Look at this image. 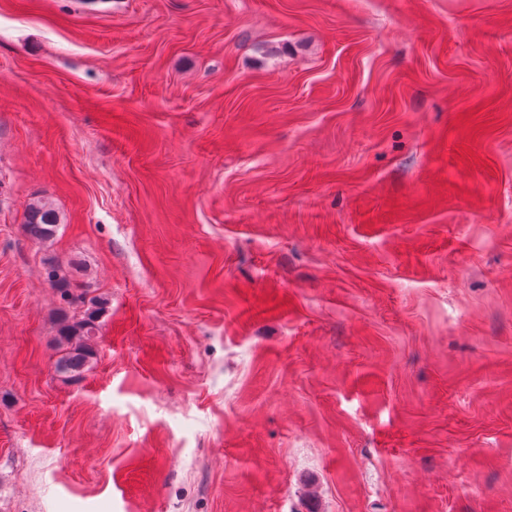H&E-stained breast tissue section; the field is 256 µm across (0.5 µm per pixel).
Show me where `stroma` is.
<instances>
[{"label": "stroma", "mask_w": 512, "mask_h": 512, "mask_svg": "<svg viewBox=\"0 0 512 512\" xmlns=\"http://www.w3.org/2000/svg\"><path fill=\"white\" fill-rule=\"evenodd\" d=\"M76 2L0 0V512H512V0ZM59 226V213L49 203L37 202L27 207L23 228L34 241L41 244L51 243L57 235ZM103 308V299L94 297L80 318L62 319L58 337L60 343L67 346V353L56 364L58 372L79 375L90 363L94 350L89 342L98 330Z\"/></svg>", "instance_id": "35a3bbf8"}]
</instances>
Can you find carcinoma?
I'll return each instance as SVG.
<instances>
[{
    "label": "carcinoma",
    "mask_w": 512,
    "mask_h": 512,
    "mask_svg": "<svg viewBox=\"0 0 512 512\" xmlns=\"http://www.w3.org/2000/svg\"><path fill=\"white\" fill-rule=\"evenodd\" d=\"M60 226L58 211L47 202L30 204L25 212L23 228L33 240L47 244L52 242ZM104 308L100 297L89 300L84 314L79 318L62 319L59 341L67 346V353L56 364L61 373L79 374L94 356L90 340L98 330V320Z\"/></svg>",
    "instance_id": "carcinoma-1"
}]
</instances>
